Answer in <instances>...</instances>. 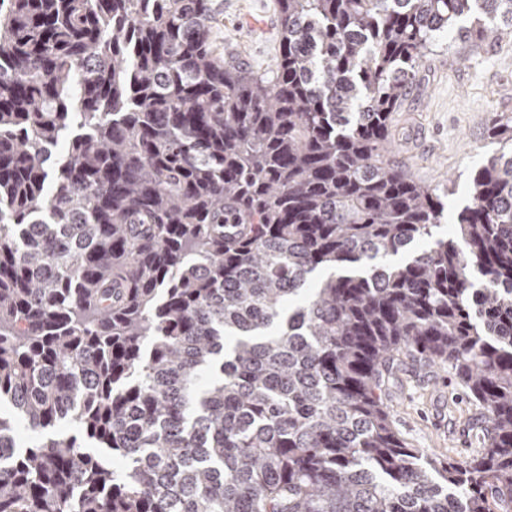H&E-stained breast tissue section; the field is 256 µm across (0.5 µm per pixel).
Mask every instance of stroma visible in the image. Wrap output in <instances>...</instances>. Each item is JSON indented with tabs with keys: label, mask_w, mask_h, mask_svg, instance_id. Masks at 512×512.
<instances>
[{
	"label": "stroma",
	"mask_w": 512,
	"mask_h": 512,
	"mask_svg": "<svg viewBox=\"0 0 512 512\" xmlns=\"http://www.w3.org/2000/svg\"><path fill=\"white\" fill-rule=\"evenodd\" d=\"M213 39L219 51L256 69H271L279 46L275 0H214ZM512 113V41L444 39L427 55L416 84L402 96L391 125V161L414 182L443 186L454 180L438 230L451 237L454 218L469 202L472 175L498 143L493 118ZM385 402L394 429L412 448L445 460L477 454L479 409L451 373L407 364L390 384Z\"/></svg>",
	"instance_id": "35a3bbf8"
}]
</instances>
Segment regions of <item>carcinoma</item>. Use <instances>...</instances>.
I'll return each instance as SVG.
<instances>
[{"instance_id":"1","label":"carcinoma","mask_w":512,"mask_h":512,"mask_svg":"<svg viewBox=\"0 0 512 512\" xmlns=\"http://www.w3.org/2000/svg\"><path fill=\"white\" fill-rule=\"evenodd\" d=\"M276 4L267 72L213 0H0V512H512V115L427 249L442 194L387 160L427 53L512 0ZM409 361L479 454L406 447ZM388 388L393 427L409 448H424L445 462L480 450V410L448 369L406 364Z\"/></svg>"}]
</instances>
